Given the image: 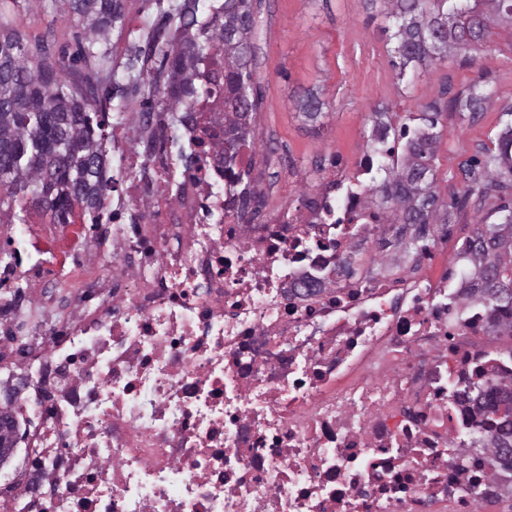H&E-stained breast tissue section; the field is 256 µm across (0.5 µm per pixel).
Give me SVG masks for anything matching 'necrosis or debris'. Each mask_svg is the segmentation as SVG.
<instances>
[{
  "label": "necrosis or debris",
  "instance_id": "1",
  "mask_svg": "<svg viewBox=\"0 0 512 512\" xmlns=\"http://www.w3.org/2000/svg\"><path fill=\"white\" fill-rule=\"evenodd\" d=\"M160 19L132 8L105 78ZM133 79L112 123L111 224L73 254L67 287L44 262L0 259V416L23 459L0 512H486L512 471L472 400L512 381L493 355L488 304L447 226H421L403 262L379 265L385 225L358 181L277 192L251 221L224 175V96L201 100L193 162L165 149L170 104ZM31 296L15 300L19 281Z\"/></svg>",
  "mask_w": 512,
  "mask_h": 512
}]
</instances>
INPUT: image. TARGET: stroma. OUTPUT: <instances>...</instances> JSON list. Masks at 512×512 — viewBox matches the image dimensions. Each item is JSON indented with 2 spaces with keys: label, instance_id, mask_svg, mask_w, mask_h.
I'll return each instance as SVG.
<instances>
[{
  "label": "stroma",
  "instance_id": "35a3bbf8",
  "mask_svg": "<svg viewBox=\"0 0 512 512\" xmlns=\"http://www.w3.org/2000/svg\"><path fill=\"white\" fill-rule=\"evenodd\" d=\"M384 9L383 0H254L251 69L258 108L245 149L259 172L253 189L262 194L288 181L312 191L328 171L351 170L370 149L376 108L391 120L394 136L386 147L404 156L400 128H423L425 115L433 113L441 138L431 166L450 223L471 233L496 222L498 208L512 206V189L471 197L461 210L451 201L453 192H464L473 160L495 148L503 112L512 107V28L496 26L490 39L450 50L447 61L403 75L393 64ZM1 23L20 32L68 81L91 73V64L72 60L85 31L59 0H0ZM475 84L491 89L492 100L472 120L453 111L451 102ZM310 94L323 104L314 121L300 109ZM90 227L82 207H75L70 224L53 223L32 207L12 234L32 259L50 260L56 274Z\"/></svg>",
  "mask_w": 512,
  "mask_h": 512
}]
</instances>
